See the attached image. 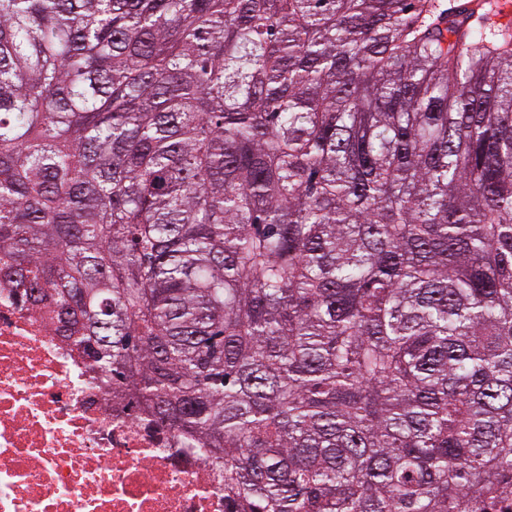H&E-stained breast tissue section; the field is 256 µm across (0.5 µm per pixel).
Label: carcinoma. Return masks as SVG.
<instances>
[{"instance_id":"1","label":"carcinoma","mask_w":512,"mask_h":512,"mask_svg":"<svg viewBox=\"0 0 512 512\" xmlns=\"http://www.w3.org/2000/svg\"><path fill=\"white\" fill-rule=\"evenodd\" d=\"M482 0H0V277L224 512L512 505V42Z\"/></svg>"}]
</instances>
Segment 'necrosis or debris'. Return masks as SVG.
<instances>
[{
    "label": "necrosis or debris",
    "instance_id": "obj_1",
    "mask_svg": "<svg viewBox=\"0 0 512 512\" xmlns=\"http://www.w3.org/2000/svg\"><path fill=\"white\" fill-rule=\"evenodd\" d=\"M0 512H224L215 464L113 406L56 320L3 280Z\"/></svg>",
    "mask_w": 512,
    "mask_h": 512
}]
</instances>
